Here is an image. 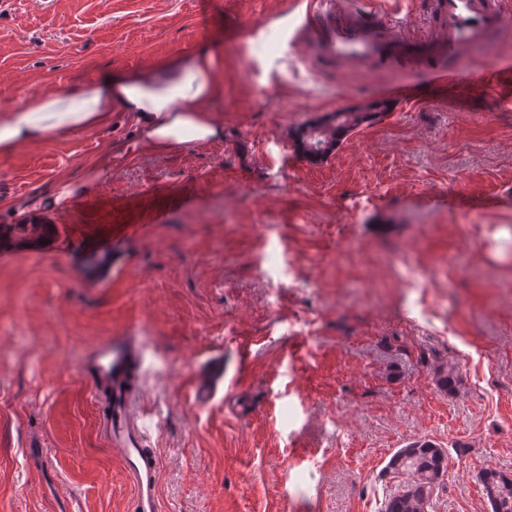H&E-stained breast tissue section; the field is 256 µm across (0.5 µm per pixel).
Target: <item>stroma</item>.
I'll use <instances>...</instances> for the list:
<instances>
[{
  "mask_svg": "<svg viewBox=\"0 0 512 512\" xmlns=\"http://www.w3.org/2000/svg\"><path fill=\"white\" fill-rule=\"evenodd\" d=\"M295 0H0V107L211 46L224 138L158 156L123 112L0 154V512H128L81 362L133 334L162 512H381L407 442L448 449L433 512L512 473V72L316 70ZM403 85L409 106L382 99ZM369 118L324 159L302 125ZM112 265L89 270L90 250ZM224 381L207 405L195 377ZM458 368L439 390L434 365ZM8 226L0 229V246L11 244L18 234H24V238L29 236L39 239L45 233L47 235L56 233V227L52 224H10ZM224 377V368L220 363L214 364L211 374L206 379L198 381L194 386V394L199 404H205L213 391L214 386Z\"/></svg>",
  "mask_w": 512,
  "mask_h": 512,
  "instance_id": "obj_1",
  "label": "stroma"
}]
</instances>
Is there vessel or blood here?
Segmentation results:
<instances>
[{
	"label": "vessel or blood",
	"instance_id": "1",
	"mask_svg": "<svg viewBox=\"0 0 512 512\" xmlns=\"http://www.w3.org/2000/svg\"><path fill=\"white\" fill-rule=\"evenodd\" d=\"M512 39V5L507 0H437L427 17L426 34L385 24L353 7L323 19L315 0H308L289 42H314L320 65L339 61L357 67L402 70L425 67L436 79L468 85L486 84L497 69V48ZM82 369L93 381L92 397L104 407L99 429L118 448L132 487L133 512H162L158 462L150 454L152 427L134 408L143 371L142 349L133 336H115L98 344ZM224 377L214 364L198 381L194 394L206 403Z\"/></svg>",
	"mask_w": 512,
	"mask_h": 512
}]
</instances>
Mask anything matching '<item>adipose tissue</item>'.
Masks as SVG:
<instances>
[{
	"instance_id": "ef3b65f1",
	"label": "adipose tissue",
	"mask_w": 512,
	"mask_h": 512,
	"mask_svg": "<svg viewBox=\"0 0 512 512\" xmlns=\"http://www.w3.org/2000/svg\"><path fill=\"white\" fill-rule=\"evenodd\" d=\"M216 56L207 49L133 72L104 71L79 93L58 88L0 109V154L44 142L50 135L91 132L129 113L140 146L158 155L188 142L223 140L224 126L209 108L221 88Z\"/></svg>"
}]
</instances>
